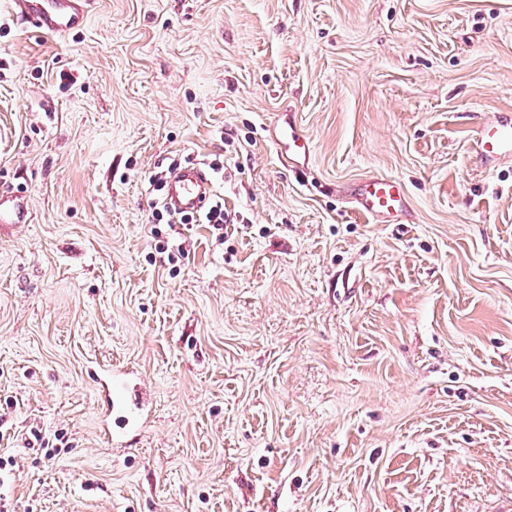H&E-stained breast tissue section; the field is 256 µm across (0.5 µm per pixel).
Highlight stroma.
<instances>
[{
  "label": "stroma",
  "instance_id": "1",
  "mask_svg": "<svg viewBox=\"0 0 512 512\" xmlns=\"http://www.w3.org/2000/svg\"><path fill=\"white\" fill-rule=\"evenodd\" d=\"M512 0H0V507L488 512L512 495ZM311 143L296 178L272 148ZM211 169L231 222L154 223ZM401 179L414 220L344 187ZM151 417L101 436L94 373ZM92 0H15L18 17L34 21L43 32L65 37L85 26ZM479 149L486 157L512 152V121L501 120L483 126ZM276 145L282 155L291 159V156L297 154L309 153V141L295 127L290 126L288 131H281ZM214 189L198 163L174 169L164 183V204L178 214H201L210 206Z\"/></svg>",
  "mask_w": 512,
  "mask_h": 512
}]
</instances>
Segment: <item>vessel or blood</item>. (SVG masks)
I'll return each instance as SVG.
<instances>
[{
    "mask_svg": "<svg viewBox=\"0 0 512 512\" xmlns=\"http://www.w3.org/2000/svg\"><path fill=\"white\" fill-rule=\"evenodd\" d=\"M92 0H15L18 17L35 22L47 34L64 37L85 26ZM277 146L291 157L309 151L307 138L296 128L281 132ZM479 149L493 157L512 152V121L501 120L482 127ZM214 189L205 169L197 163L174 169L164 183V204L178 214H201L210 206ZM354 210L376 224H405L411 217L404 183L391 176L373 175L346 189ZM98 396L112 425L106 433L114 447L130 444L139 433L146 406L139 394L136 375L115 368L101 371L96 379Z\"/></svg>",
    "mask_w": 512,
    "mask_h": 512,
    "instance_id": "b4317fda",
    "label": "vessel or blood"
}]
</instances>
